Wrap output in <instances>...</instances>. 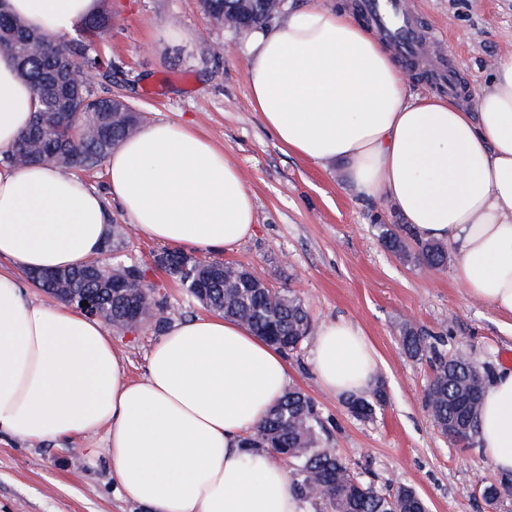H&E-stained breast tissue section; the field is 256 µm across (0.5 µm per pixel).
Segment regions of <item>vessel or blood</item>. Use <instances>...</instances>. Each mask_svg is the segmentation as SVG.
Here are the masks:
<instances>
[{
    "instance_id": "obj_1",
    "label": "vessel or blood",
    "mask_w": 512,
    "mask_h": 512,
    "mask_svg": "<svg viewBox=\"0 0 512 512\" xmlns=\"http://www.w3.org/2000/svg\"><path fill=\"white\" fill-rule=\"evenodd\" d=\"M360 4L373 19L378 33L395 44L404 61H412L419 42L405 0H360Z\"/></svg>"
}]
</instances>
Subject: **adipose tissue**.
Returning <instances> with one entry per match:
<instances>
[{
    "mask_svg": "<svg viewBox=\"0 0 512 512\" xmlns=\"http://www.w3.org/2000/svg\"><path fill=\"white\" fill-rule=\"evenodd\" d=\"M45 36L63 37L102 0H7ZM251 103L281 146L343 164L361 196L392 204L423 240L448 244L468 295L512 317V54L494 64L475 108L413 91L386 42L344 6L287 9L245 44ZM37 108L0 52V149ZM109 194L136 230L213 253L255 232L238 167L194 128L160 121L105 160ZM109 215L99 193L52 164L0 166V258L21 270L99 257ZM312 363L335 396L368 389L378 354L364 330L322 324ZM289 383L284 352L223 316L173 324L130 380L102 324L64 303L30 299L0 271V435L65 445L105 432L122 497L147 512H304L285 467L243 438ZM485 457L512 473V369L485 389Z\"/></svg>",
    "mask_w": 512,
    "mask_h": 512,
    "instance_id": "1",
    "label": "adipose tissue"
}]
</instances>
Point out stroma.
Segmentation results:
<instances>
[{"label": "stroma", "instance_id": "obj_1", "mask_svg": "<svg viewBox=\"0 0 512 512\" xmlns=\"http://www.w3.org/2000/svg\"><path fill=\"white\" fill-rule=\"evenodd\" d=\"M429 46L421 69L454 64L462 101L486 85L498 57L512 53V0H408ZM112 29L96 42L111 56L113 94L125 96L148 122L195 127L240 169L255 203V233L220 251L277 288L303 300L312 328L345 319L359 325L379 355L376 383L386 395L372 420L355 418L340 396L320 387L312 364L314 337L290 354L289 385L321 410L328 444L364 480L407 486L430 512H512L484 486L505 477L478 444L459 447L434 425L424 404L428 361L409 358L400 325L445 334L443 351L500 369L512 363V318L472 299L451 270L428 274L402 262L378 240V225L398 224L393 205L356 194L344 168L319 166L288 153L262 124L250 100L246 31L213 25L200 0H105ZM179 31L171 40L169 30ZM160 244L129 239L126 261L145 264L170 306L171 322L206 310L154 262ZM132 378H141L157 335L153 326L112 331ZM0 512H144L120 498L103 435L67 446L0 438Z\"/></svg>", "mask_w": 512, "mask_h": 512}]
</instances>
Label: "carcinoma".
I'll list each match as a JSON object with an SVG mask.
<instances>
[{
  "label": "carcinoma",
  "instance_id": "1",
  "mask_svg": "<svg viewBox=\"0 0 512 512\" xmlns=\"http://www.w3.org/2000/svg\"><path fill=\"white\" fill-rule=\"evenodd\" d=\"M202 10L209 21L222 26L230 21V28L249 30L276 19L285 0H250L248 7L240 8V0H201ZM112 28V15L102 11L80 28L77 38H63L44 42L35 53H25V45L38 38L9 11H0V51L9 52L19 75L31 86L38 102L30 127L49 111L48 101L59 74L68 70V63L80 60L81 68L71 75V81L81 89L80 112L69 116L47 117L48 127L42 134H29L17 140L0 153V161L13 166L47 162L62 168L90 172L101 165L112 148L136 133L144 121L137 112L112 119L105 106L112 102V94L98 90L95 78L112 79V60L90 51L93 40L107 34ZM379 241L399 259L442 271L448 263V245L441 241H424L407 224H379ZM127 247V234L121 224L112 225L104 251L117 254ZM165 253L155 255V262L202 306L224 317L238 321L290 353L297 350L310 332V319L302 299L290 288L273 290L240 263H224V275L210 281L206 291L196 287L201 274L198 263L187 266L163 262ZM72 278L65 284V292L88 293L111 312L110 324L118 327L127 313L125 298L98 288L83 276L80 267L70 270ZM148 298L154 306L156 330L163 332L169 318V305L156 287H151ZM404 352L411 358H429L432 375L425 390V404L434 424L443 436L456 444L469 443L478 429L481 396L489 378L487 367L476 365L471 359L444 353L439 345L443 336H433L407 322L399 330ZM347 401L356 409V417L372 418L375 407L384 399L381 392L375 397L350 396ZM326 426L316 403L302 389L288 390L269 410L249 445L271 452L283 451L288 446L286 462L291 468L293 488L300 500L313 505L311 491L324 490V500L330 512H396L404 505L421 508L418 494L411 488L378 486L364 481L336 454L326 451L323 435Z\"/></svg>",
  "mask_w": 512,
  "mask_h": 512
}]
</instances>
